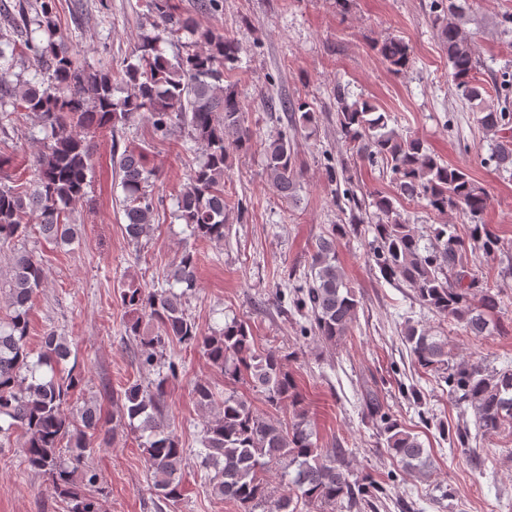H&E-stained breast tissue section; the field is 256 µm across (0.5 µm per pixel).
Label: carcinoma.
Instances as JSON below:
<instances>
[{
    "label": "carcinoma",
    "instance_id": "cac0c4a2",
    "mask_svg": "<svg viewBox=\"0 0 512 512\" xmlns=\"http://www.w3.org/2000/svg\"><path fill=\"white\" fill-rule=\"evenodd\" d=\"M152 31L142 35L133 52L135 61L124 64L126 95L115 96L112 74L75 66L64 35L56 23L55 0L36 6L16 4L9 13V33L0 32V112L6 106L22 108L38 120L46 136L36 156L37 178L29 187L0 181V251L9 252L10 266L0 282V298L9 309L0 320V449L11 447L15 432L28 469L42 475L67 503V512H101L99 496L105 487L89 461L93 439L102 431V416L94 405L71 406L80 377L61 375L71 356L67 339L54 330L42 338V351L29 360L26 347L28 313L42 284L41 259L20 245L29 224L55 243L73 241L76 231L68 222L72 208L86 195L92 160V140L147 116L161 139L179 129L187 130L202 159L177 197L175 218L190 228L196 239L224 243V224L230 201L224 195L227 158L232 150L252 147L244 125L243 105L234 87L224 84V71L239 61L241 46L224 33L201 29L176 13L172 0H146ZM35 16H30L29 9ZM467 5L448 0L434 26L451 65L455 92L479 108L477 122L491 136V157L496 166L512 173V114L485 105L487 88L477 77L480 61L471 34L465 28ZM31 58L39 80L13 86L10 69L16 48L13 33ZM191 36L186 55L168 58L161 44ZM377 52L394 73L409 68L411 50L397 37L377 45ZM289 113L294 134L280 130L260 143L267 181L280 197L295 196L300 168L295 136L316 131L318 115L305 100L267 103ZM389 116L363 98L349 100L345 89H336V122L349 150L360 159L381 158L389 166L397 190L404 198L426 199L440 215L458 213L474 224L469 239L455 225L433 229L437 245L421 252L419 235L401 217L394 198L376 193L375 245L371 259L383 276L411 288L420 305L442 320L458 325L469 336L499 333L500 290L481 287L460 268L461 252L471 245L489 255L498 238L481 222L487 196L467 168L445 163L430 153L424 142L409 133L388 127ZM124 193L125 232L134 243L153 232L156 204L149 192L153 170L142 155L124 151L117 160ZM364 218L351 214L348 224H334L315 242L310 277L296 287L294 307L310 318L319 339L336 343L349 335L361 298L338 265L336 239L357 230ZM197 256L184 251L173 263L167 281L183 286L148 288L131 279L122 283L120 299L132 314L125 328L135 343V357L142 367L158 364L166 371L144 386L138 382L116 395L120 420L139 433L148 465L149 481L158 501L173 506L183 496V471L187 449L169 430L165 416L168 383L179 376L181 364L163 354L174 345L194 346L209 363L233 383L262 389L266 405L277 411L292 408L287 422L273 421L255 411L234 391L217 394L206 381L192 387L196 405L213 415L203 426L201 447L193 449L214 494L236 503L241 512H362L384 487L370 477L354 474L345 462L346 448L324 451L313 441L308 416L281 357L274 350L260 351L251 327L232 321L218 332L204 333L187 314L186 298L196 289ZM410 355L423 369L448 371L446 382L456 402L474 409L478 429L512 432V366L486 370L478 363L450 364L448 337L409 324L404 330ZM48 368L50 374L41 372ZM367 416L379 422L386 448L406 472L427 475L429 455L418 435L392 418L378 396L364 400ZM281 463L289 474L287 490L276 495L264 479L265 468Z\"/></svg>",
    "mask_w": 512,
    "mask_h": 512
}]
</instances>
